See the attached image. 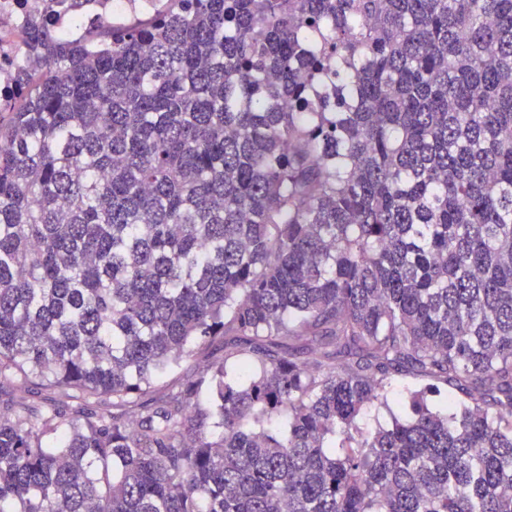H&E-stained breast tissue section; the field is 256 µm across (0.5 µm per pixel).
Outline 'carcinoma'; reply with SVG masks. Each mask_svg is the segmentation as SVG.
I'll list each match as a JSON object with an SVG mask.
<instances>
[{
	"mask_svg": "<svg viewBox=\"0 0 512 512\" xmlns=\"http://www.w3.org/2000/svg\"><path fill=\"white\" fill-rule=\"evenodd\" d=\"M166 3L26 22L0 512H512V0ZM158 0H79L80 6L60 14L64 33L79 34L91 24L112 22L120 15L131 14L122 19L127 24L135 23L138 11L152 7L149 2ZM419 383L408 376H395V386L392 393L388 396L389 409L385 407L378 408L375 413H371L361 421L362 424L369 428H373L376 422H379L383 426H389L392 422L393 414L397 417H405L410 414L408 405L407 391L417 388ZM397 400H402L403 403H399Z\"/></svg>",
	"mask_w": 512,
	"mask_h": 512,
	"instance_id": "carcinoma-1",
	"label": "carcinoma"
}]
</instances>
